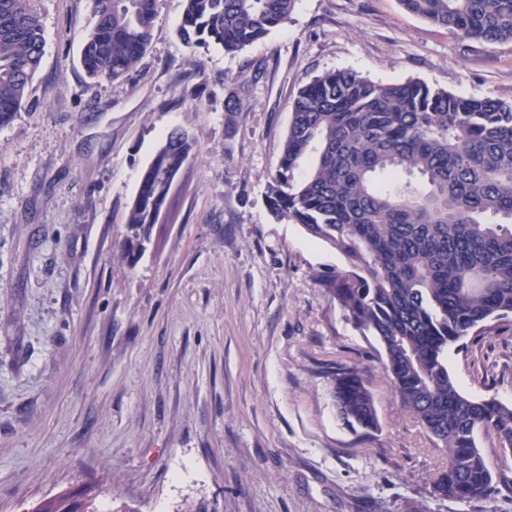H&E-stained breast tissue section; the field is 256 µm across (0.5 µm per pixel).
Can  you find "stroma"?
<instances>
[{"label":"stroma","mask_w":512,"mask_h":512,"mask_svg":"<svg viewBox=\"0 0 512 512\" xmlns=\"http://www.w3.org/2000/svg\"><path fill=\"white\" fill-rule=\"evenodd\" d=\"M45 54L0 127V512L86 492L110 512H512L429 494L446 453L395 395L384 352L316 275L345 260L276 219L275 174L298 92L350 70L512 100V42L485 43L399 0H296L238 53L153 39L121 80L81 65L89 0H31ZM197 140L152 242L122 259L125 216L173 130ZM359 368L379 429L341 420L332 375ZM473 398L512 405V326L448 349Z\"/></svg>","instance_id":"obj_1"}]
</instances>
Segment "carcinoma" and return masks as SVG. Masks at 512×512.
Returning <instances> with one entry per match:
<instances>
[{
	"label": "carcinoma",
	"instance_id": "1",
	"mask_svg": "<svg viewBox=\"0 0 512 512\" xmlns=\"http://www.w3.org/2000/svg\"><path fill=\"white\" fill-rule=\"evenodd\" d=\"M82 32L87 77L114 83L152 41L156 0H90ZM296 0H184L180 34L192 48L211 42L235 53L288 21ZM409 12L468 39L512 42V0H400ZM44 55L30 0H0V126L27 98ZM185 131L162 141L126 213L124 259L151 243L172 181L194 152ZM407 180L391 188L383 175ZM273 215L342 253L347 265L320 285L355 327L380 342L384 369L403 406L446 449L430 481L441 501L470 503L504 492L477 446L490 432L512 452V406L462 394L448 348L491 336L512 320V101L467 98L418 81L381 84L328 72L291 107L279 168L269 184ZM342 419L379 427L361 372L333 375ZM32 512H100L60 498Z\"/></svg>",
	"mask_w": 512,
	"mask_h": 512
}]
</instances>
